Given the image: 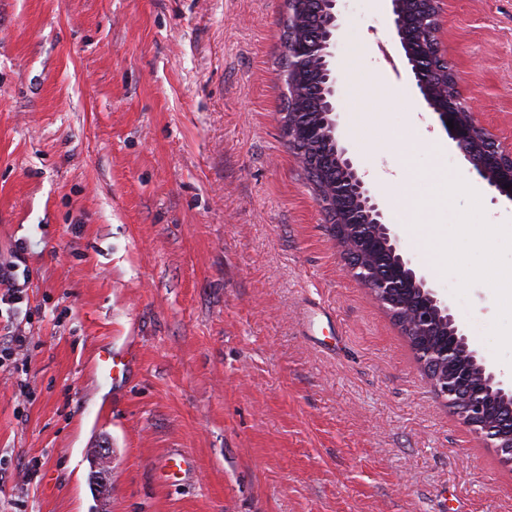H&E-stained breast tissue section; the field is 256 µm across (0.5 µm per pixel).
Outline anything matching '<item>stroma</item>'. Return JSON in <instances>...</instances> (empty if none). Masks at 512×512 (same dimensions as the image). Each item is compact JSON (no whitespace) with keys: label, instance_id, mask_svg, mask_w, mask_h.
Wrapping results in <instances>:
<instances>
[{"label":"stroma","instance_id":"obj_1","mask_svg":"<svg viewBox=\"0 0 512 512\" xmlns=\"http://www.w3.org/2000/svg\"><path fill=\"white\" fill-rule=\"evenodd\" d=\"M341 143L504 381L495 295L433 275L389 174L415 114L511 217L390 58V0H343ZM285 0H0V260L25 243L28 373L0 370V512H512V464L448 412L352 279L282 130ZM441 45L512 147V0H446ZM390 102L378 107L380 94ZM381 111L377 123L355 114ZM139 353L122 387L100 347ZM28 382L30 396L20 393ZM112 451L107 486L92 451ZM191 475L165 482L168 451ZM37 464L32 480L23 474Z\"/></svg>","mask_w":512,"mask_h":512}]
</instances>
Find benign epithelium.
Listing matches in <instances>:
<instances>
[{
	"label": "benign epithelium",
	"instance_id": "1",
	"mask_svg": "<svg viewBox=\"0 0 512 512\" xmlns=\"http://www.w3.org/2000/svg\"><path fill=\"white\" fill-rule=\"evenodd\" d=\"M340 0H321L325 25L322 35L311 44H300L293 51L291 82L299 86L305 82L309 68L317 65L321 69V98L324 102L323 119L320 127L311 131L333 144L330 156L336 170V198H326L321 207L332 211L340 206L344 198L355 200L361 210L360 223L378 228V242L390 257V266L379 269L363 260V252L357 241L361 235L355 233V225L338 224L331 227L336 232V240L342 244L346 272L368 288L374 299L391 315L403 334L409 337L420 336L433 325L447 326V338L439 348H422L417 353L421 370L437 397L456 414L471 430L486 439L496 448L501 457L512 452V413L491 426L483 395L495 393L512 402V387L506 385L490 367L483 363L476 350L472 349L464 330L457 323L447 301L438 296L425 275L419 273L412 260L401 253L398 236L384 222V214L379 204L370 194L357 165L347 156L340 145L335 97L340 81V69L336 64V46L340 40L343 19L339 9ZM390 29L398 39L406 59L407 75L415 83L419 94L428 108L437 116L448 138L470 165L469 171L476 174L488 188L512 200V150L503 149L488 129L478 120L470 100L464 97L461 82L456 73L448 77L449 108L440 105L441 96L434 86L428 69L420 65L410 51V39L406 12L402 0H390ZM444 0H432L434 12L428 15V23L423 26V35L435 48H440L441 16ZM453 122L454 127L447 126ZM416 288L423 299L420 318L415 325L406 323L402 316V304L397 299L401 284ZM466 355L477 366L481 384L477 388L458 372L449 370L453 358Z\"/></svg>",
	"mask_w": 512,
	"mask_h": 512
}]
</instances>
